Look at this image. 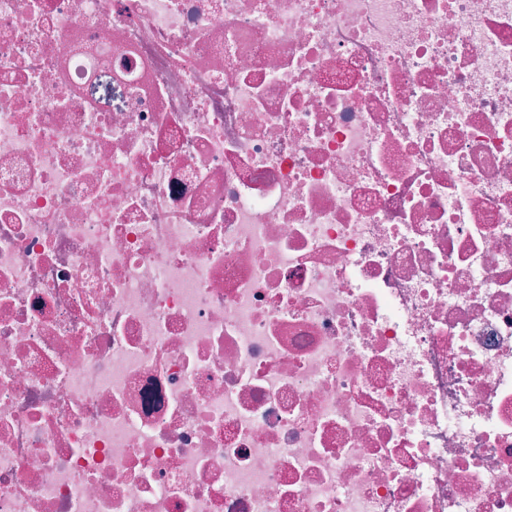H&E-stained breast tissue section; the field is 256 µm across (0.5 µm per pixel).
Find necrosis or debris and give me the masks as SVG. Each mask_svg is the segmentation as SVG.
I'll use <instances>...</instances> for the list:
<instances>
[{
	"instance_id": "4bbe7bcc",
	"label": "necrosis or debris",
	"mask_w": 512,
	"mask_h": 512,
	"mask_svg": "<svg viewBox=\"0 0 512 512\" xmlns=\"http://www.w3.org/2000/svg\"><path fill=\"white\" fill-rule=\"evenodd\" d=\"M0 512H512V0H0Z\"/></svg>"
}]
</instances>
